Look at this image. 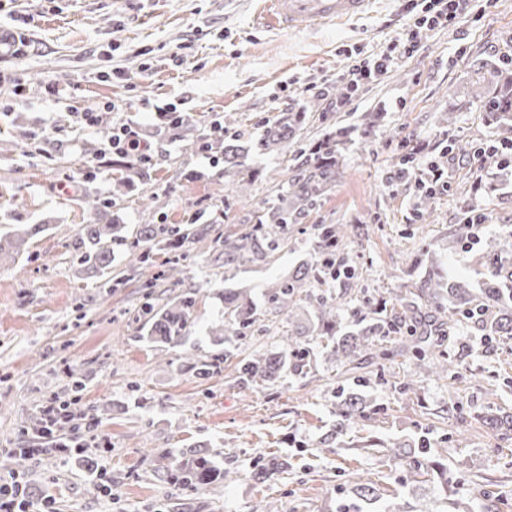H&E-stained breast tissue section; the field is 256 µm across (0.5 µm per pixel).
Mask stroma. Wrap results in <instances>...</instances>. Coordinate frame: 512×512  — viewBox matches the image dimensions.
<instances>
[{
    "instance_id": "35a3bbf8",
    "label": "stroma",
    "mask_w": 512,
    "mask_h": 512,
    "mask_svg": "<svg viewBox=\"0 0 512 512\" xmlns=\"http://www.w3.org/2000/svg\"><path fill=\"white\" fill-rule=\"evenodd\" d=\"M258 2L0 0V27L23 28L31 46L20 58L0 56V71L24 86L17 95L0 84V234L19 224L44 227L0 267V478L14 473L9 449L38 448L41 456L25 468L31 499H51L56 512H252L261 501L274 512H336L355 502V484L368 481L378 490L379 512H454L463 496L480 498L491 512H512V442L471 417L512 407L511 339L491 350L476 328L455 331L470 355L454 374L435 379L419 377L415 359L399 355L398 337H384L394 357L358 378L329 358L327 337L309 336L303 373L249 386L238 378L239 361L278 352L287 314L261 306L251 328L225 345L208 334L224 317V288L249 289L261 305L267 286L311 260L318 224L360 227L342 255L350 276L318 287L346 293L349 307L411 287L413 264L426 248L442 252L449 278L473 279L480 247H457L452 231L473 208L491 218L483 236L512 229V166L454 164L449 189L433 197L424 219L415 191L392 186L388 176L403 143L441 149L452 138L490 139L470 102V66L512 46V0H487L462 30L430 32L417 54L398 59L350 111L312 113L304 130L310 139L367 112L382 119L367 142L346 151L322 207L289 225L286 245L228 281L223 241L244 231L246 209L225 206L223 142L200 152L202 134L217 120L223 141L254 136L275 111L308 100L307 86L336 77L347 57L386 51L408 21L405 0H373L361 19L289 32L256 22ZM116 68L122 77L101 81ZM55 87L63 97L52 96ZM452 103L460 108L456 121L441 128L437 116ZM168 106L182 112L184 124L157 127L155 108ZM86 108L96 112L94 126L76 116ZM121 121L145 134L150 163L133 169L117 157L102 172L87 170ZM119 177L130 186L116 198ZM107 201L128 240L142 224L192 221L201 228L177 284L146 289L155 270L130 262L126 244L113 245L103 271L83 264L80 227L92 222L93 205ZM188 293L195 305L181 342L140 339L132 321L139 308ZM194 358L219 359L221 368L198 377ZM340 389L371 393L378 407L352 429L350 448L330 437ZM53 397L78 416L46 438L43 410ZM390 436L425 438L430 449L414 465L355 447ZM61 442L68 453L56 451ZM76 446L93 466L73 454ZM192 448L237 472L238 481L197 489L165 478ZM275 458L287 460V471L256 479ZM436 463L448 470L444 494Z\"/></svg>"
}]
</instances>
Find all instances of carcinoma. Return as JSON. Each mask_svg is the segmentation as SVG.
Wrapping results in <instances>:
<instances>
[{"label":"carcinoma","instance_id":"carcinoma-1","mask_svg":"<svg viewBox=\"0 0 512 512\" xmlns=\"http://www.w3.org/2000/svg\"><path fill=\"white\" fill-rule=\"evenodd\" d=\"M476 76L472 98L486 124L508 141L512 133V67L504 62L483 60L473 70ZM321 102L310 98L295 112H282L261 133L244 144L224 145V176L233 179L236 197L246 201L258 179L252 158L275 153L291 157L288 178L278 187L273 202L249 216L245 232L224 237V272L240 266L256 264L268 254L284 246L288 225L298 224L325 199L341 176L346 149L359 138H368L378 125L380 115L370 112L358 124L338 125L319 138L301 142V134L309 113L318 112ZM120 225L84 224L81 240L84 261L92 269H106L112 263L110 242L118 239ZM42 225H21L8 239L0 238V266L14 259L27 240L38 234ZM354 224H321L315 241V260L298 267L291 274L277 279L264 294L265 303L274 312L288 313V319L299 318L304 305L313 307L314 319L308 325L291 324L288 340L275 355L260 354L240 363L239 378L244 383L272 382L288 369L299 373L305 366L302 337L319 334L332 337L331 356L336 363L350 370L361 369L375 357L377 337L401 335L406 346L419 357L424 376L443 378L464 364L468 351L451 352L445 346L448 329L470 322L483 332L484 344L493 346L499 337L512 338V232L485 241L475 256L480 287L471 283L450 281L443 268L441 255L431 249L421 252L415 265L425 272L415 288L392 297L387 309L369 300L353 310L357 329L341 332L345 302L341 295H316V283L336 271V256L344 240L355 234ZM137 241L130 246L133 260L144 266L154 264L151 248L140 243H155L169 249V256L155 279H166L179 273L181 250L195 241L184 229L169 224H143ZM224 322L211 327L210 335L225 342L256 321L258 307L243 290L224 289ZM195 300L184 296L157 310L147 304L141 307L137 321L147 339L177 343L189 325ZM372 400L360 393L336 392V429L333 435L342 438L349 428L367 417ZM491 430L512 438V411L501 410L489 419ZM396 461L412 457L416 448L409 441L398 439L382 444ZM167 477L184 485L204 487L230 483L237 473L222 470L208 455L195 453L185 464L170 470Z\"/></svg>","mask_w":512,"mask_h":512}]
</instances>
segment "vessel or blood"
I'll return each mask as SVG.
<instances>
[{"mask_svg": "<svg viewBox=\"0 0 512 512\" xmlns=\"http://www.w3.org/2000/svg\"><path fill=\"white\" fill-rule=\"evenodd\" d=\"M371 0H262L259 17L265 24L301 31L339 23L366 14Z\"/></svg>", "mask_w": 512, "mask_h": 512, "instance_id": "1", "label": "vessel or blood"}]
</instances>
